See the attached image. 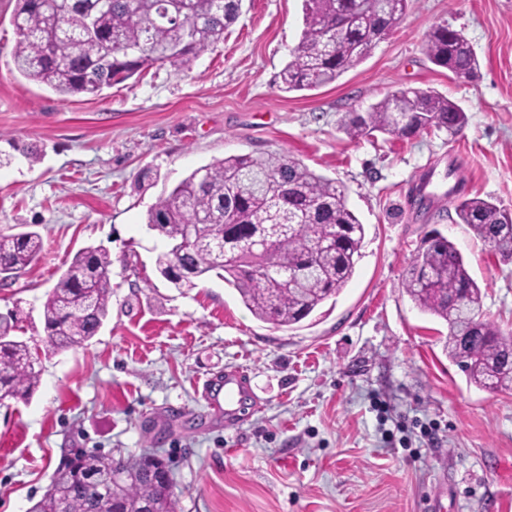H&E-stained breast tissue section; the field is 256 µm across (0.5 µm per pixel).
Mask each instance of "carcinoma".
I'll return each instance as SVG.
<instances>
[{
	"label": "carcinoma",
	"instance_id": "1",
	"mask_svg": "<svg viewBox=\"0 0 512 512\" xmlns=\"http://www.w3.org/2000/svg\"><path fill=\"white\" fill-rule=\"evenodd\" d=\"M411 0H302L303 30L280 73L284 90L336 81L385 38ZM241 0H16L17 40L11 56L29 81L63 96H99L145 69L170 63L191 69L224 37ZM424 54L456 77H472L477 56L464 35L434 28ZM466 112L446 96L400 87L364 112H349L351 139L379 132L409 138L432 128L451 135ZM459 223L505 260H512V211L478 195L459 201ZM147 224L166 241L158 273L191 290L214 272L260 321L290 328L337 295L353 278L365 228L336 180L280 153L229 155L193 170L148 212ZM44 248L35 231L0 234V283L35 263ZM109 252L78 250L43 305L47 342L78 349L110 313ZM425 313L448 324V357L485 389H512V334L482 318L483 295L461 252L440 231L421 243L402 281ZM0 316V404L37 391L36 352ZM118 467L107 491L108 512H178L166 463L152 453L129 461L73 448L51 478L60 495L45 494L31 512H102L99 475Z\"/></svg>",
	"mask_w": 512,
	"mask_h": 512
}]
</instances>
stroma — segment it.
Returning <instances> with one entry per match:
<instances>
[{
    "instance_id": "obj_1",
    "label": "stroma",
    "mask_w": 512,
    "mask_h": 512,
    "mask_svg": "<svg viewBox=\"0 0 512 512\" xmlns=\"http://www.w3.org/2000/svg\"><path fill=\"white\" fill-rule=\"evenodd\" d=\"M15 0H0V234L38 231L40 259L0 286V314L39 347L40 384L0 406V512H29L66 449L170 459L180 512H512V390L470 385L446 323L401 287L439 230L512 332V261L467 225L459 197L512 210V0H411L385 39L335 82L287 92L280 72L302 0H243L191 69L154 67L97 97L61 98L20 76ZM461 31L480 67L458 78L422 52ZM468 116L456 137L350 139L345 113L399 87ZM38 153L29 160L25 149ZM277 152L340 182L365 227L352 280L292 328L258 320L217 276L181 293L160 276L147 226L159 197L230 154ZM111 254L110 316L90 344L45 341L43 304L74 254ZM228 367L257 405L225 423L202 398Z\"/></svg>"
}]
</instances>
